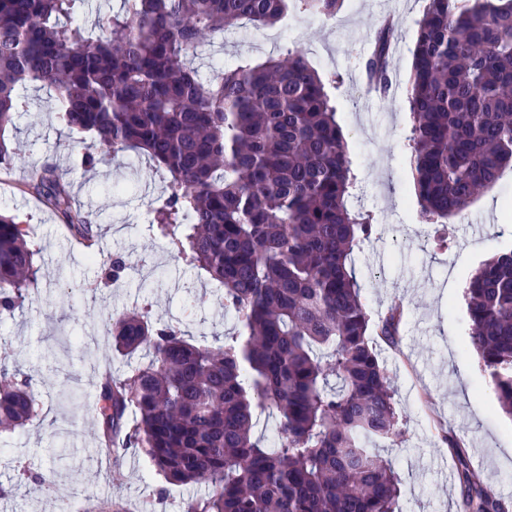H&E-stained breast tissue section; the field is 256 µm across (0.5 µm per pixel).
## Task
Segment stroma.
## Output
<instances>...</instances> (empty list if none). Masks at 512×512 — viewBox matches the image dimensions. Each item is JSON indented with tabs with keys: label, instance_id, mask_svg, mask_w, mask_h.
<instances>
[{
	"label": "stroma",
	"instance_id": "1",
	"mask_svg": "<svg viewBox=\"0 0 512 512\" xmlns=\"http://www.w3.org/2000/svg\"><path fill=\"white\" fill-rule=\"evenodd\" d=\"M426 0H345L333 20L295 14L287 24L228 32L224 44L195 60L201 75L217 61H262L301 50L320 74L339 75L336 119L347 143L357 186L351 203L372 214L369 243L352 254V270L372 317L402 304L395 342L372 336L404 420L401 444L381 453L401 479L402 512H460L456 461L460 441L473 468L512 504V416L499 407L494 384L474 350L464 291L490 256L512 251V168L485 189L460 218L424 224L413 191L411 118L406 96L417 21ZM396 26L390 47L393 82L367 98L363 64L385 18ZM26 103L7 138L13 163L0 164V207L13 210L39 249L36 294L0 314V340L13 358L7 373L31 375L44 401V421L0 432V512H84L90 502L116 499L138 512H181L209 486H164L138 450L108 452L96 419L98 370L121 377L148 363L112 347L109 320L133 306L151 307L158 322L180 320L188 338L221 344L240 331L225 314L219 287L200 270L176 261L147 226L161 206L164 174L143 154L84 168L81 135L57 119L51 91L29 85ZM58 166L76 202L99 214V238L84 251L63 230V219L28 190L30 171L44 160ZM128 265L121 285L105 270L114 255ZM52 473L50 492L24 481V470Z\"/></svg>",
	"mask_w": 512,
	"mask_h": 512
}]
</instances>
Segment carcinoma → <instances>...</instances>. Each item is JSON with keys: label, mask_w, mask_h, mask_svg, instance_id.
I'll return each instance as SVG.
<instances>
[{"label": "carcinoma", "mask_w": 512, "mask_h": 512, "mask_svg": "<svg viewBox=\"0 0 512 512\" xmlns=\"http://www.w3.org/2000/svg\"><path fill=\"white\" fill-rule=\"evenodd\" d=\"M84 2L0 0V162L13 157L3 133L24 111L18 89L53 90L60 122L94 137L87 165L134 150L166 169L148 230L220 284L241 324L214 347L146 307L112 319L114 349L151 360L101 384L105 438L124 434L170 484L208 482L182 512H401L400 480L372 448L404 430L349 269L372 224L348 205L356 176L328 91L338 77L294 49L285 61L219 62L205 78L187 61L242 23L331 19L344 0H123L93 31L74 12ZM393 32L385 21L366 62L384 92ZM407 102L421 218L445 224L512 166V0H428ZM31 183L72 235L94 242L56 165L35 167ZM37 256L0 211L1 313L38 287ZM467 312L471 347L512 416V252L472 276ZM400 316L396 305L381 320L390 343ZM40 405L31 377L0 384V431L26 429ZM267 410L279 415L274 447L254 434ZM457 461L462 512H505L460 448Z\"/></svg>", "instance_id": "carcinoma-1"}]
</instances>
